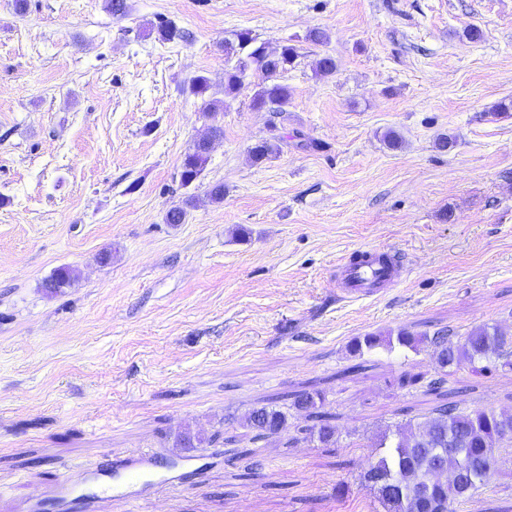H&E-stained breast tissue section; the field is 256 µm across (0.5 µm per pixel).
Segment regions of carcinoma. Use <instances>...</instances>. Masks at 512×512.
I'll return each instance as SVG.
<instances>
[{
    "label": "carcinoma",
    "mask_w": 512,
    "mask_h": 512,
    "mask_svg": "<svg viewBox=\"0 0 512 512\" xmlns=\"http://www.w3.org/2000/svg\"><path fill=\"white\" fill-rule=\"evenodd\" d=\"M224 55L235 60V65L225 72L224 95L231 96L242 88L248 70L254 69L264 75V81L256 86L251 97V106L258 112H283L292 97L291 88L281 82V75L293 67L299 58L297 46L283 44L272 52L265 43L258 41L249 30L233 34L224 40ZM313 71L321 77L336 72V62L325 55L315 60ZM210 85L204 75H197L189 82L191 95L200 99L204 115L214 117L224 111L225 100L207 96ZM261 139L250 149L255 163L262 164L280 156L288 145V136L276 133ZM209 158L205 143L198 141L185 154L180 166V181L185 187L195 182L203 172ZM194 205L189 196L180 204L171 206L165 215L168 224L185 222L187 208ZM73 272L60 267L44 280L42 287L50 294H57L69 287ZM395 344L415 350L421 344L432 348L436 365V377L424 379L421 374L406 372L399 378L402 386H420L435 396L436 405L431 415L422 422L409 423L405 428H396L392 433L384 432L374 444L378 448L367 471L360 475L361 483L374 491L383 512H456V505L471 498L486 486L497 469L495 448L512 447V415L497 413L491 407L465 411L459 403L449 397L448 376L451 369L462 365L480 373V363L494 359L500 365L512 369V336L504 335L496 326H480L466 335L452 340L445 327L433 332L414 334L404 329L396 335L382 340L375 335L356 338L350 344L354 354L361 355L377 346ZM294 406L306 411L308 425L301 430L305 437L318 441L328 448L335 442L334 416L323 409L322 403L307 391L294 394ZM287 415L284 411L261 406L253 409L243 422L248 429V440L256 444L277 435L283 429ZM457 438L462 447H448V436ZM190 435L181 437L179 443L194 447ZM239 435H228L224 431L212 434L209 445L224 443L240 444Z\"/></svg>",
    "instance_id": "1"
}]
</instances>
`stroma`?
Listing matches in <instances>:
<instances>
[{
	"instance_id": "obj_1",
	"label": "stroma",
	"mask_w": 512,
	"mask_h": 512,
	"mask_svg": "<svg viewBox=\"0 0 512 512\" xmlns=\"http://www.w3.org/2000/svg\"><path fill=\"white\" fill-rule=\"evenodd\" d=\"M0 0V512H57L58 480L146 454L166 481L142 512H383L359 476L385 430L433 401L401 374L435 373L430 349L349 344L369 334L476 327L512 335V0ZM185 32L164 42L155 29ZM480 28L472 42L465 27ZM250 30L297 46L283 117L224 93L222 44ZM326 31L315 44L309 32ZM336 61L333 76L313 62ZM205 75L227 105L203 116ZM302 131L257 164L268 134ZM202 175L180 165L211 126ZM396 131L401 148L383 135ZM451 135L441 151L438 137ZM223 184L224 200L208 199ZM194 197L181 224L167 210ZM398 256V284L336 292L342 256ZM111 252L100 263L102 252ZM74 269L63 293L42 283ZM461 408L512 415V371L455 369ZM320 392L336 444L278 436L243 464L180 436L242 433L249 412ZM284 406V405H283ZM456 512L512 506V453ZM210 88L209 80L204 75H197L193 77L189 82L188 90L191 95L200 99V109L204 115L215 117L219 112L224 111V99H213L206 94Z\"/></svg>"
}]
</instances>
